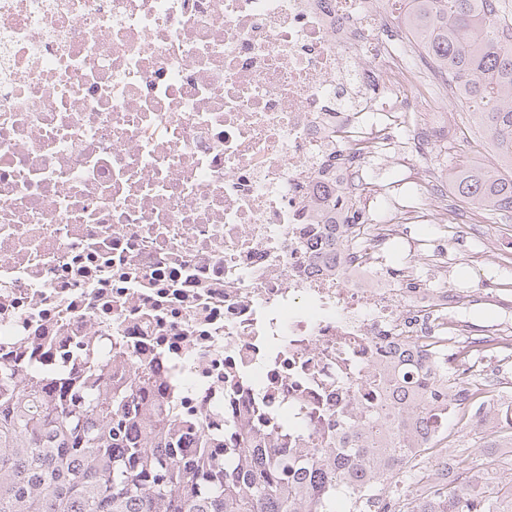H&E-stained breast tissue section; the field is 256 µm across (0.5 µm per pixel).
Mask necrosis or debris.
Wrapping results in <instances>:
<instances>
[{
    "mask_svg": "<svg viewBox=\"0 0 512 512\" xmlns=\"http://www.w3.org/2000/svg\"><path fill=\"white\" fill-rule=\"evenodd\" d=\"M386 0H0V363L176 408L181 453L242 413L317 441L372 362L463 346L479 294L407 270L462 222L420 164L411 37ZM412 128L413 141L399 137ZM338 163L337 180L323 179ZM413 169L363 197L374 167ZM371 217L328 246L323 204Z\"/></svg>",
    "mask_w": 512,
    "mask_h": 512,
    "instance_id": "4bbe7bcc",
    "label": "necrosis or debris"
}]
</instances>
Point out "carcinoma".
Segmentation results:
<instances>
[{"label":"carcinoma","instance_id":"cac0c4a2","mask_svg":"<svg viewBox=\"0 0 512 512\" xmlns=\"http://www.w3.org/2000/svg\"><path fill=\"white\" fill-rule=\"evenodd\" d=\"M404 27L449 87L499 160L486 171L448 163V181L464 202L493 222L512 212V18L500 0H393ZM459 358L432 342L420 380L411 365L380 362L372 390L392 413L381 420L354 385L336 414L341 432L313 448H266L271 428L240 430L224 459L190 461L177 453L175 415L139 406L151 374L126 384L94 385L20 375L0 364V512H512V423L480 437L482 457L459 439L440 444L448 417L494 410L480 396L479 354L496 347L467 337Z\"/></svg>","mask_w":512,"mask_h":512}]
</instances>
